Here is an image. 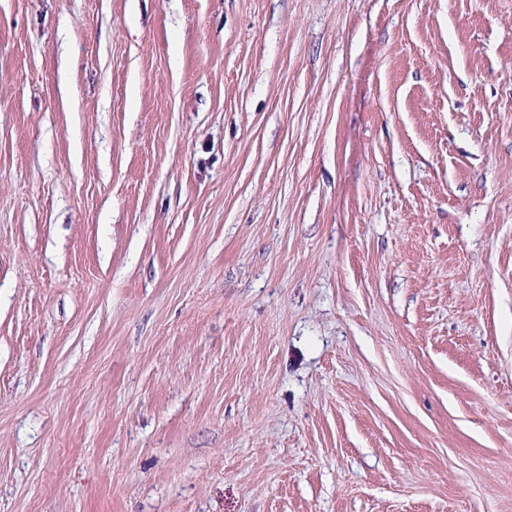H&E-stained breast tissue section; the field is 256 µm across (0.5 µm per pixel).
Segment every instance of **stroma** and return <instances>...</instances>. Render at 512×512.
<instances>
[{
	"label": "stroma",
	"mask_w": 512,
	"mask_h": 512,
	"mask_svg": "<svg viewBox=\"0 0 512 512\" xmlns=\"http://www.w3.org/2000/svg\"><path fill=\"white\" fill-rule=\"evenodd\" d=\"M0 512H512V0H0Z\"/></svg>",
	"instance_id": "1"
}]
</instances>
